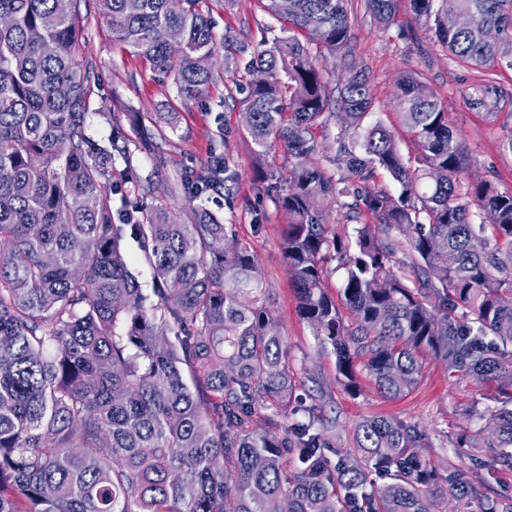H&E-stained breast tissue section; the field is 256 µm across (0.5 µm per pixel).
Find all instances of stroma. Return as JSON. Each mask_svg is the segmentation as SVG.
<instances>
[{"label": "stroma", "mask_w": 512, "mask_h": 512, "mask_svg": "<svg viewBox=\"0 0 512 512\" xmlns=\"http://www.w3.org/2000/svg\"><path fill=\"white\" fill-rule=\"evenodd\" d=\"M207 5L219 36L228 34L256 46L280 28L261 0H207ZM351 20L356 59L367 68L375 102L370 121L397 129L401 142L409 141L394 101L402 72L415 73L447 105L465 139L469 179L512 188V151L503 147L505 128L512 118L503 113L489 119L472 109L465 98L466 92L482 83L483 73L459 66L446 50L435 46L415 22L407 0H402L396 22L388 29L373 23L362 0H354ZM78 54L92 64L98 76L87 118L91 137L100 140L120 128L131 140V163L144 176L156 161H164L166 178L155 183L152 199L188 207L183 195L173 193V184L214 156L224 157L236 173L233 201L227 204L218 198L209 207L224 223L234 225L236 242L253 255L270 290V303L287 338L297 393L336 420L335 427L324 432L327 445L344 454L354 453L353 431L359 422L373 416L391 417L419 428L421 452L439 470L458 461L472 470L477 483L512 495V472L486 465L491 455L486 442L491 435L483 412L498 405L495 387L469 377H449L443 365L428 354L422 358L419 384L396 400L382 397L365 375L360 376L354 394L339 382L332 347L321 345L298 313L283 254L288 216L275 200V183L289 175L288 156L278 147L260 152L247 135L231 68L216 63L206 95L184 98L171 82L158 81L146 60L113 44L106 17L96 12L86 20ZM462 434L469 435L474 446L469 456L460 458L454 442Z\"/></svg>", "instance_id": "obj_1"}]
</instances>
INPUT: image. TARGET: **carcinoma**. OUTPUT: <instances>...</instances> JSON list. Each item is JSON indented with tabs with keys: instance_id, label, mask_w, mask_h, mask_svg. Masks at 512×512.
Masks as SVG:
<instances>
[{
	"instance_id": "obj_1",
	"label": "carcinoma",
	"mask_w": 512,
	"mask_h": 512,
	"mask_svg": "<svg viewBox=\"0 0 512 512\" xmlns=\"http://www.w3.org/2000/svg\"><path fill=\"white\" fill-rule=\"evenodd\" d=\"M350 0H267L282 23L265 48L224 37L254 144L288 152L279 201L284 257L303 320L336 354L344 387L357 369L389 398L412 390L428 352L451 372L512 387V188L466 176L468 148L447 107L417 76L395 108L412 133L367 127L373 100L353 62ZM398 0H364L380 27ZM433 42L487 75L467 93L495 118L512 106L496 68L512 69V0H458L474 17L448 24L446 0H408ZM202 0H0V512H438L448 498L512 512V498L446 473L419 452L416 427L375 417L358 424L356 453L326 454L329 420L293 389L288 344L269 288L232 225L206 207L232 199L235 175L216 156L174 193L191 214L144 202L120 130L88 134L92 65L78 60L82 11L107 15L112 43L147 60L188 98L205 94L218 55ZM162 28L178 32L160 40ZM339 59L334 82L316 48ZM346 113L332 158L317 160L311 129ZM353 129V136L348 130ZM395 194L371 185L377 169ZM350 197L344 240L329 210ZM372 223H360L362 215ZM136 250L153 272L141 286ZM343 272L344 320L322 288ZM304 413L282 440L251 428L256 411ZM490 466L512 471V408L491 411ZM294 454L288 469L285 451ZM388 482L380 485L376 477Z\"/></svg>"
}]
</instances>
